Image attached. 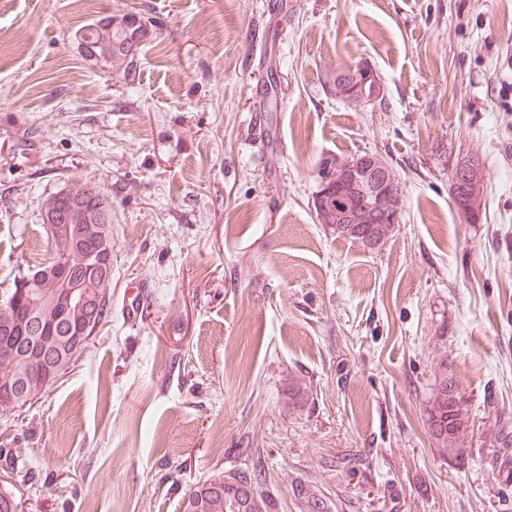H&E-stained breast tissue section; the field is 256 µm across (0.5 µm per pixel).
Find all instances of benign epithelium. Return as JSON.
Returning <instances> with one entry per match:
<instances>
[{"mask_svg": "<svg viewBox=\"0 0 512 512\" xmlns=\"http://www.w3.org/2000/svg\"><path fill=\"white\" fill-rule=\"evenodd\" d=\"M128 48L113 38L83 43L90 56L112 55ZM336 95L350 102L371 104L381 96V86L369 69L351 67L336 73ZM453 198L457 207L473 214L481 204L483 180L479 163L464 162L451 172ZM397 176L376 155H367L336 164L317 197L320 218L334 220L340 227L361 224L365 215L374 222L395 225L401 222ZM103 205L93 206L86 196L68 189L56 193L43 208V226L50 245V257L37 271L19 284L21 298L0 309V354L27 365L30 375L43 384L57 378L54 356V325L41 316L43 309L69 320L70 336H85L96 324L101 296L92 281H107L112 274V223L103 221ZM26 339L29 344L21 343ZM240 495L224 502V512H237L247 502L260 506L253 487L240 484ZM214 490L192 488L185 498L188 512H206Z\"/></svg>", "mask_w": 512, "mask_h": 512, "instance_id": "7a95c632", "label": "benign epithelium"}]
</instances>
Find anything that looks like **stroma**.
<instances>
[{"instance_id": "35a3bbf8", "label": "stroma", "mask_w": 512, "mask_h": 512, "mask_svg": "<svg viewBox=\"0 0 512 512\" xmlns=\"http://www.w3.org/2000/svg\"><path fill=\"white\" fill-rule=\"evenodd\" d=\"M129 14L132 78L75 37ZM355 66L381 102L337 97ZM366 153L403 199L375 248L314 208ZM467 160L473 218L449 192ZM84 185L112 203V309L45 397L0 410L24 512H179L257 463L268 512H512V0H0V292L49 255L44 201ZM443 360L470 416L448 454ZM453 198L457 207L467 214H475L481 204L483 180L479 163L464 162L451 172ZM431 395L428 400L427 422L432 436L436 439L439 451L448 452L456 450L463 445V434L467 430L469 414L467 401L458 389V384L452 376L448 374V363L442 361L438 373L434 376ZM451 427V432L441 437L436 434V427Z\"/></svg>"}]
</instances>
